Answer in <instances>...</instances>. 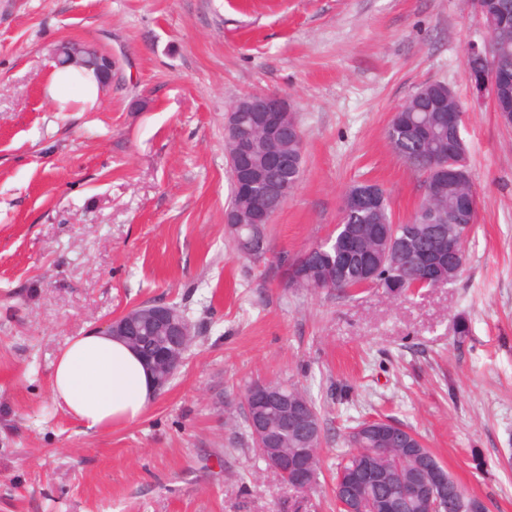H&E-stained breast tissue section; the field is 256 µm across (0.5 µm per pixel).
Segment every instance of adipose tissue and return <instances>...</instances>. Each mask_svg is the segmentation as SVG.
I'll return each mask as SVG.
<instances>
[{"label": "adipose tissue", "instance_id": "ef3b65f1", "mask_svg": "<svg viewBox=\"0 0 512 512\" xmlns=\"http://www.w3.org/2000/svg\"><path fill=\"white\" fill-rule=\"evenodd\" d=\"M60 105L77 100L97 103L102 92L93 75L53 70L47 88ZM156 393L150 371L136 351L93 328L75 337L59 355L51 395L84 431L97 432L139 420Z\"/></svg>", "mask_w": 512, "mask_h": 512}]
</instances>
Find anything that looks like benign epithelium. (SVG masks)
<instances>
[{"mask_svg":"<svg viewBox=\"0 0 512 512\" xmlns=\"http://www.w3.org/2000/svg\"><path fill=\"white\" fill-rule=\"evenodd\" d=\"M493 46L490 39L482 43L473 42L467 47V55L479 57L485 70L470 79L474 102L482 103L485 95L493 90L497 77L492 68ZM288 117L291 129H297L296 113L287 99L275 92L255 91L236 99L227 109L224 117V138L233 146L227 153L232 184L237 192L246 195L260 190V201L282 196L280 183L265 177L264 173L249 165L250 160L263 155L268 163L280 170H288L293 159L288 154L277 152L272 145L281 138L283 117ZM103 330L123 341L140 354L147 369L156 377L157 389H163L181 363V355L186 353L194 340L192 325L177 307L166 303H147L133 308L109 320ZM167 376L160 377L161 372ZM254 402L258 413L253 421L255 438L268 445L266 462L269 469L285 475L289 472L298 478V483L309 487L315 473L305 463L307 454L317 449L274 447L269 436L266 410L273 409L279 414H288V424L292 426L315 427L314 416L305 409L288 405L278 393L258 386L253 389ZM382 449L362 448L364 480L357 478L341 481L335 487L340 512H387L390 502L367 500V490L377 482L381 474L372 464ZM448 487V470L439 465L417 464L415 478L403 483L399 492L406 499H415L427 505V512H441L444 489Z\"/></svg>","mask_w":512,"mask_h":512,"instance_id":"benign-epithelium-1","label":"benign epithelium"}]
</instances>
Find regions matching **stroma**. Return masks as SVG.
<instances>
[{
  "label": "stroma",
  "mask_w": 512,
  "mask_h": 512,
  "mask_svg": "<svg viewBox=\"0 0 512 512\" xmlns=\"http://www.w3.org/2000/svg\"><path fill=\"white\" fill-rule=\"evenodd\" d=\"M486 36L473 0H0V512H336L349 429L378 418L512 512V129L463 64ZM62 42L117 60L99 104L49 100ZM434 81L465 112L479 196L464 271L394 300L287 287L279 258L331 235L351 186L411 219L423 177L385 130ZM258 90L293 103L304 163L251 262L225 231L224 113ZM147 302L191 322L186 361L138 422L84 432L52 400L55 358ZM253 381L317 405L307 494L251 446Z\"/></svg>",
  "instance_id": "obj_1"
}]
</instances>
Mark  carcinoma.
Segmentation results:
<instances>
[{"label": "carcinoma", "mask_w": 512, "mask_h": 512, "mask_svg": "<svg viewBox=\"0 0 512 512\" xmlns=\"http://www.w3.org/2000/svg\"><path fill=\"white\" fill-rule=\"evenodd\" d=\"M484 21L489 23V36L498 51L497 65L505 76L500 86L494 110L497 113H512V0H483ZM65 53L71 52L84 58L85 65L78 73L97 68V51L80 47L73 43L64 45ZM445 83H426L420 86L393 113L387 128V139L392 143L398 156L411 168L427 173L431 160L444 166L456 152L467 147L459 123L455 130L445 123L448 113L457 111L454 100L444 96ZM278 149L288 155L303 153L302 131L288 132L278 145ZM430 189L438 197L440 205V223L428 224L426 202L423 198L409 224H395L392 221L387 198L377 200L368 209H353L345 221V238L336 237L330 242L313 245L292 259H286L282 265V276L289 288H323L349 292L362 281V267L370 271L369 283L382 287L388 295L398 298L417 281L420 268L414 262L418 252L430 250L436 245L455 239L467 242L473 231L475 218L467 216L463 199L465 183L443 174L440 177H428ZM397 234L407 240L404 252L395 251L390 245V236ZM239 256L261 261L268 252V225L242 224L229 231ZM359 255V261L347 263L334 256L341 251L345 241ZM269 388L279 392L291 404L306 402L309 409L317 411L314 402L296 387L280 382H272ZM380 429H392L398 435L383 445L384 451L375 462L385 469L393 481L400 480L414 461L408 456L406 448L422 446L424 442L411 427L385 419L365 420L352 428L348 435L351 450L339 456L336 464L335 480H340L360 462L361 444L368 441V435ZM466 496L461 483L454 480L448 484V500L442 512H457V500Z\"/></svg>", "instance_id": "obj_1"}]
</instances>
